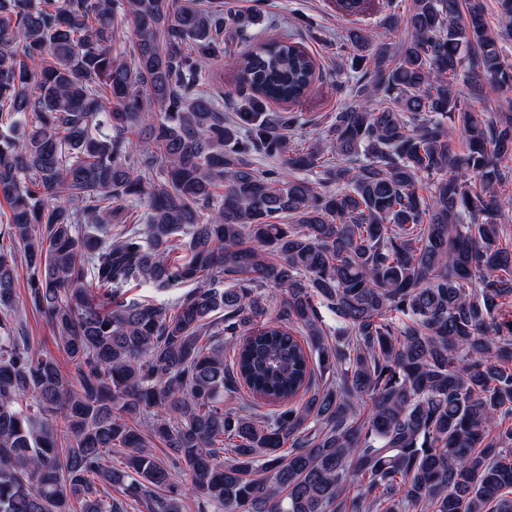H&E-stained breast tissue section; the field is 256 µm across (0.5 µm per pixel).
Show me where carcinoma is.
Masks as SVG:
<instances>
[{
  "label": "carcinoma",
  "mask_w": 512,
  "mask_h": 512,
  "mask_svg": "<svg viewBox=\"0 0 512 512\" xmlns=\"http://www.w3.org/2000/svg\"><path fill=\"white\" fill-rule=\"evenodd\" d=\"M394 2L335 0L296 139L315 59L224 54V0H0V512H512V0ZM205 82L214 89L224 91V113L238 112L245 91L239 87L237 73L224 65V58L209 59L202 69ZM22 318L29 330L30 336L34 339L35 343L39 344L47 351L52 352L57 357H60L62 360V356L55 346L52 332L44 319L36 313H32L31 310H22Z\"/></svg>",
  "instance_id": "carcinoma-1"
}]
</instances>
